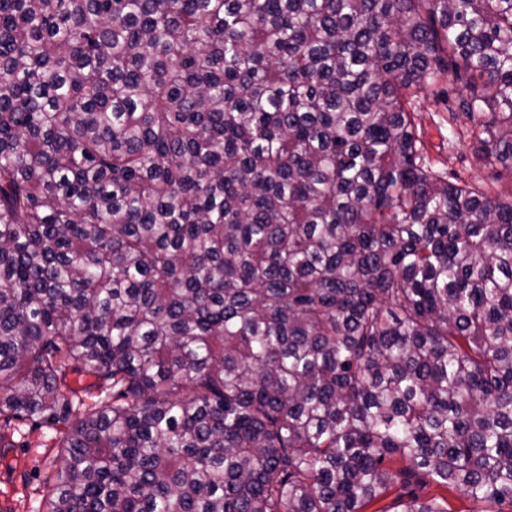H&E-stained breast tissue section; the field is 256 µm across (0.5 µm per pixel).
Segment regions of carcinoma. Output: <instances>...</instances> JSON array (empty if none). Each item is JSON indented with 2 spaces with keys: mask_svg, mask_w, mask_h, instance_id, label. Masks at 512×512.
Here are the masks:
<instances>
[{
  "mask_svg": "<svg viewBox=\"0 0 512 512\" xmlns=\"http://www.w3.org/2000/svg\"><path fill=\"white\" fill-rule=\"evenodd\" d=\"M419 99L512 176V0H0L36 512L512 506V200L434 169ZM398 493L402 494H413L419 496L421 499H429L434 496H440L445 495L448 496V502L450 503L451 509L456 512H467V510L474 507L471 500H469L465 495H463L461 492L453 491L451 493L448 492V495L446 492H444L441 488L437 487L434 484L430 485H416L411 484L410 486H407L405 488L402 487L400 482H397L396 488L392 489L391 492L388 494V496L375 504H372L371 506L367 507L365 511L367 512H373L374 510L380 509V508H387L388 506H395L394 505V498Z\"/></svg>",
  "mask_w": 512,
  "mask_h": 512,
  "instance_id": "1",
  "label": "carcinoma"
}]
</instances>
